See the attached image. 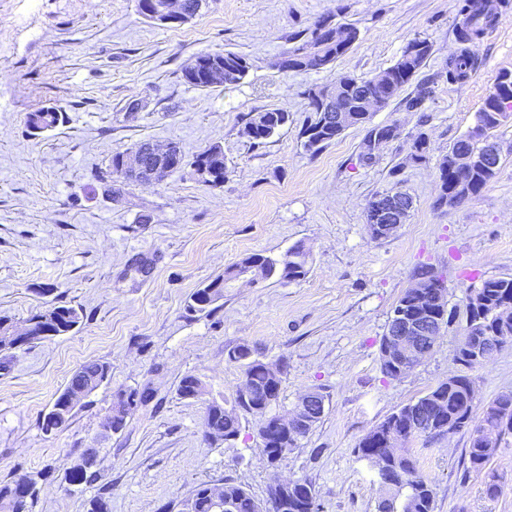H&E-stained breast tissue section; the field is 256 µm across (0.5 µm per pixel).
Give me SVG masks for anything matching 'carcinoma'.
I'll use <instances>...</instances> for the list:
<instances>
[{
    "mask_svg": "<svg viewBox=\"0 0 512 512\" xmlns=\"http://www.w3.org/2000/svg\"><path fill=\"white\" fill-rule=\"evenodd\" d=\"M461 16L457 30V39L463 44L481 39L494 27L488 13L479 6L476 0H461L459 5ZM330 26L324 19L318 22L310 32L309 40L288 49V56L300 53L320 60L319 66L331 65L344 53L335 47L323 46L320 31ZM418 48L415 56H409V49ZM433 44L426 38H415L409 42L397 61L379 75L388 80V86L378 89L375 77H357L342 73L336 80L342 83L338 106L353 112L366 111L365 99L379 92L385 94L387 102L397 98L413 77L426 64L432 54ZM197 60L203 67L217 66L224 71V78L211 80L200 77L192 86L209 89L226 84L240 82L248 71L246 60L232 52L202 53ZM478 67L477 59L467 53L460 54L448 64V79L459 81L467 78ZM314 118L304 128V147L316 153L325 144L335 140L340 133L325 132L322 122L325 114L317 107H312ZM512 116V80L498 85V93L488 94L482 108L477 112L476 123L468 132L459 137L448 148V153L439 160L440 173L439 194L435 205L439 208L450 206L453 197L477 196L481 190L495 177L500 167L502 155H496L487 163L474 165L467 173L455 169L456 157L462 153L479 154L483 150L486 138H496L498 129L505 124L500 115ZM290 115L283 109H274L263 113L247 122L242 135L252 144L260 145L271 138L279 130L288 125ZM63 122V112L56 106H45L27 114L25 125L31 136L40 135ZM395 130L391 125L379 127V137L373 138V130H367L363 160L373 162L381 146L393 139ZM205 163L213 171L212 179L207 182L209 187H221L224 184L226 162L224 150L217 142L211 144L191 160L181 156L182 166L197 170L199 164ZM288 259H271L261 254H250L243 257L224 275L243 274L250 270L263 279L277 276L283 280L296 281L308 273L309 255L301 244H296L286 252ZM224 296V279L218 277L208 285L198 289L190 297L189 308L196 312H208L216 300ZM469 297L473 302L466 304V323L455 348V360L462 363L465 349L470 346L473 336H511L512 337V278H489L482 281L481 286L472 290ZM418 296L412 289H407L396 302L393 311H404L407 314L418 313ZM429 314L436 324L449 323L450 313L447 308V294H442L441 302L432 303ZM35 337L30 340L34 344L46 338L61 336L74 331L81 323V313L74 307L65 304H53L29 318ZM230 360L239 362L244 367L245 382L252 385L255 400L248 404L241 399L235 400L231 407L232 415H227L224 404L215 400L206 407L204 432L207 438L237 439L241 425L239 412L245 411L263 417L269 413L270 406L264 404L269 395L280 398L282 379H273L266 363L252 358V353L245 346H238L229 352ZM110 374V366L105 363H90L80 367L72 375L69 384L56 398L51 410L43 417L41 429L46 431L51 426H67L72 416L73 407L67 403L72 387L79 385L87 392L94 391ZM472 376L466 372L456 374L453 380H442L431 387L422 396L399 406L387 415L380 423L367 432L355 448L357 457L373 456L384 463V469L377 472L378 479L391 478L396 486L385 488V494L376 504V512H434L435 496L430 481L420 473L417 461L409 449H399L388 443L390 435L399 437L403 443L415 437L444 436L461 431L470 432L467 451V472L484 474L486 493L495 498L502 492L498 476L488 470L495 456L499 436L512 432V392H503L488 401L483 407L479 423H474V399L471 395ZM150 399L146 390L120 389L112 403V430H120L127 417L140 405ZM264 439L263 451L268 462L281 456L297 446L299 438L282 431L271 433L259 430ZM299 496L288 498V512H319L315 491L304 481H296ZM210 485L201 484L189 498L193 512H256L259 500L255 499L244 487L226 483L222 487L224 504L227 508L216 507L209 495ZM36 496L35 482L29 478H19L8 484H0V512H30Z\"/></svg>",
    "mask_w": 512,
    "mask_h": 512,
    "instance_id": "cac0c4a2",
    "label": "carcinoma"
}]
</instances>
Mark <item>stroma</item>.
I'll list each match as a JSON object with an SVG mask.
<instances>
[{
	"mask_svg": "<svg viewBox=\"0 0 512 512\" xmlns=\"http://www.w3.org/2000/svg\"><path fill=\"white\" fill-rule=\"evenodd\" d=\"M475 43L479 66L448 80L459 50L457 0H203L197 16L172 28L143 18L138 0H0V316L23 324L47 304L80 308L74 331L23 347L0 367V484L37 483L32 512H87L104 497L110 512H181L203 482H227L267 497L278 479L312 484L319 512H375L381 495L359 440L394 409L460 373L459 322L443 327L431 355L399 379L383 375L381 336L392 308L424 266L444 277L449 309L463 312L486 278L512 277V121L502 126V164L481 192L437 208L438 162L475 124L497 74L512 71V0ZM329 18L358 37L320 71H282L278 58ZM433 54L418 74L432 92L419 111L393 100L373 124L395 138L373 163L366 131L347 130L318 152L304 148L312 112L307 92L348 72L372 76L413 39ZM246 56L239 83L201 90L182 78L198 54ZM143 105L127 113L132 100ZM60 107L65 118L36 138L27 113ZM287 110L288 127L263 145L241 134L259 113ZM425 157L413 160L418 136ZM150 141L181 145L186 157L224 148V184L199 183L190 169L127 187L115 200L95 182L113 154ZM400 189L414 199L391 237L369 236L366 209ZM310 251L298 281L227 276L251 253L276 258L295 243ZM224 296L210 312L190 311L191 294L215 278ZM283 367L272 413L284 415L305 391L320 390L324 414L297 447L268 464L261 417L241 416L232 442L204 434L205 405L177 387L198 377L209 397L233 404L243 382L231 349ZM90 362L110 378L78 405L67 427L45 435L42 418L73 373ZM476 407L512 391V345L473 372ZM120 388L148 389L120 433L103 424ZM467 433L419 438L411 446L432 484L435 512H512V433L489 464L503 492L467 474ZM96 449L93 481L72 485L65 470Z\"/></svg>",
	"mask_w": 512,
	"mask_h": 512,
	"instance_id": "35a3bbf8",
	"label": "stroma"
}]
</instances>
